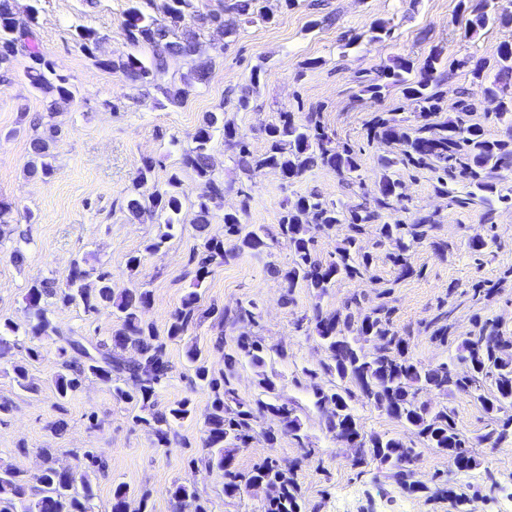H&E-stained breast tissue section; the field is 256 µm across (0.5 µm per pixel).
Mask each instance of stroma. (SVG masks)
Returning a JSON list of instances; mask_svg holds the SVG:
<instances>
[{
  "label": "stroma",
  "mask_w": 512,
  "mask_h": 512,
  "mask_svg": "<svg viewBox=\"0 0 512 512\" xmlns=\"http://www.w3.org/2000/svg\"><path fill=\"white\" fill-rule=\"evenodd\" d=\"M312 2L298 0L296 7L289 8L285 0H265L270 22L241 24L230 36L213 29L201 31L200 53L213 60L210 78L183 106L172 107L143 95L120 74L95 66L75 41V28L83 25L106 35L102 53L126 50L121 22L129 0H98L93 8L84 0H18L19 8H36L41 48L56 73L68 79L75 99L62 112L49 115L46 99L25 77L29 60L22 55L16 58L9 80L0 84V201L11 205L10 224L17 229L16 234L0 237V323L25 326L28 286L45 277L64 276L72 260L82 257L90 266L109 271L115 290H150L152 304L145 318L158 334H165L171 314L190 291H198L202 309L209 312L182 339L168 343L173 371L155 397L159 410L190 400L193 416L177 428L185 441L181 447H157L151 429L134 422L133 407L116 399L111 387L98 380H85L64 399L56 393L53 376L60 336L108 338L116 322L107 313L95 316L76 305L51 304L48 316L59 336H19L17 346L0 358V402L10 406L0 414V462L31 478L42 468L44 448L55 449L62 466L71 465L73 448L104 455L109 467L106 475L92 482L90 512H111L112 488L120 483L126 486L131 507H138L145 495L152 512H174L171 489L176 484L194 488L210 512H263L264 489L226 497L221 472L201 463L212 394L196 384L185 358L187 346H197L207 356L211 372L221 374L224 352L234 349L241 329L222 326L217 313L240 306L253 309L257 321L253 331L267 349L266 371L274 375L281 399L295 408L312 455L304 457L297 441L285 432H279L275 444H268L263 430L278 425L269 417L258 422L248 447L237 451L238 470L250 471L268 458L294 464L302 512H512V447L493 449L477 443V436L493 427L495 417L463 394L432 392L422 399L433 407L446 405L459 432L474 439L475 468L454 472L447 455L421 447L412 429L360 400L354 401L353 408L366 434L393 435L416 448L413 470L424 489L413 493L401 489L376 463L361 472L352 468L349 449L326 431L308 388V370L328 361L329 353L313 331L297 325L313 306L340 309L354 294L364 307H373L381 301L380 282L390 281L394 288L388 301L394 308V325L409 333L410 353L423 365L455 359L458 345L474 334L479 318L496 321L512 336L511 203L478 202L461 208L436 191L430 171L399 169L408 198L400 219L409 222L421 212L437 213V234L448 242L442 256L426 243L413 247L407 257L419 274L401 282L388 258L389 246L378 245L372 230L363 237L362 246L374 258L378 283L341 279L320 297L306 288L288 289L270 274V266L284 268L292 260L283 245L260 254L245 252L214 266L200 284L188 264L193 251L202 248L206 233L192 222L200 187L191 172L180 169L179 156L204 113L223 111L225 120L233 122L260 154L267 147L264 129L277 112L288 110L301 119L316 111L337 143L361 150L362 184L345 185L327 168L314 169L287 184L271 169L248 175L240 172L222 135H215L211 154L226 191L222 205L212 211L208 233L213 234L220 231L228 211L239 212L249 228L272 229L286 201L298 196L316 191L348 210L360 203L363 193L372 192L381 149L367 143L364 124L374 112L412 117L415 106L399 87L374 99L361 94L360 84L374 78L397 55L420 60L432 46L443 47V114L456 117L457 102L464 95L475 106L472 121L483 124L490 137L512 135L507 124L493 119V106L485 100L482 84L472 79L468 68L456 65L469 56L495 60L500 43L512 41V24L497 22L474 36H464L458 0H321L318 9ZM378 20L392 26V39L369 41L366 33ZM258 67L267 76L254 86L249 76ZM245 90L250 97L248 108L243 109L238 99ZM112 100L120 101L119 110L107 109ZM47 116L61 128L53 148V173L44 179L31 178L25 165L34 136L32 121ZM149 157L158 166L145 192L165 188L174 172L184 191L180 222L156 250L151 244L164 232V225L154 218L130 219L122 207L138 168ZM478 236L485 246L475 254L469 243ZM17 249L25 255L20 265L13 261ZM133 255L141 258L134 276L126 266ZM478 286L488 288L490 294L476 301L472 294ZM446 310L452 313L453 327L448 342L440 345L429 340L424 326ZM220 333L225 336L221 352L213 347ZM32 347L40 348V358H29ZM281 348L287 350V358L278 356ZM17 364L26 367L34 391L16 384L13 367ZM441 476L448 480L443 493L437 485Z\"/></svg>",
  "instance_id": "1"
}]
</instances>
